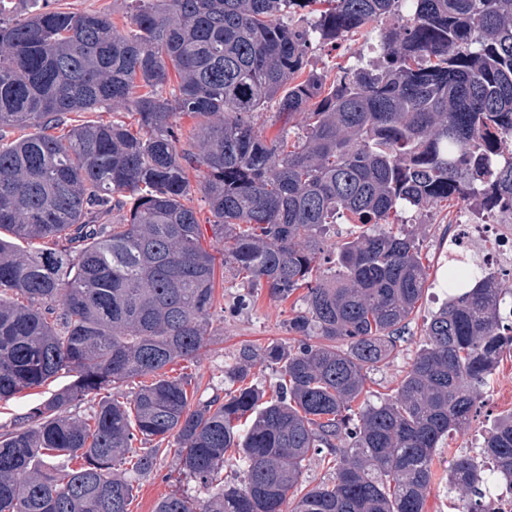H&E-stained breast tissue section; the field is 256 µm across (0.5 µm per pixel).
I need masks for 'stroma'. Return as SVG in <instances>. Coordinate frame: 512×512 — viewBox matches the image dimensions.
I'll use <instances>...</instances> for the list:
<instances>
[{
  "mask_svg": "<svg viewBox=\"0 0 512 512\" xmlns=\"http://www.w3.org/2000/svg\"><path fill=\"white\" fill-rule=\"evenodd\" d=\"M399 16L380 18L371 26L347 33L333 46H313L308 65L321 71L328 80H335L343 69L352 67L357 56L375 60L379 57L377 43L381 31L400 24ZM474 222L470 207L457 202L451 206H439L418 214L411 210L399 213L398 223L420 225L417 243L427 267L428 282L402 339L395 358L386 365L370 371L364 391L367 401L376 403L393 394L407 364L424 341V325L432 312L447 299L446 274L452 262L448 254V239L457 221ZM241 288L232 275H225L224 284L216 290L213 309L211 340L189 367L174 365L173 374L189 371L200 393L209 396L224 387V366L232 361L241 344L265 346L278 343L291 346L294 336L288 331V321L303 306L302 301L291 298L276 302L266 291L255 293L251 304L238 306ZM512 411V357L503 356L492 376L490 385L482 396L480 408L469 429L446 438L434 457V479L426 501V512H455L454 500L448 492V471L463 455L475 459L479 466L487 461L481 454L482 436L495 420ZM174 439H167L160 452L156 468L151 476L141 480L130 505V512H154L161 497L179 486L176 478L173 447Z\"/></svg>",
  "mask_w": 512,
  "mask_h": 512,
  "instance_id": "stroma-1",
  "label": "stroma"
}]
</instances>
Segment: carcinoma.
<instances>
[{
  "mask_svg": "<svg viewBox=\"0 0 512 512\" xmlns=\"http://www.w3.org/2000/svg\"><path fill=\"white\" fill-rule=\"evenodd\" d=\"M317 2L125 0L120 27L0 0V400L72 377L0 434V512H129L156 464L134 443L169 437L206 497L175 490L155 512H425L436 449L512 353V287L450 267L452 294L394 394L358 400L427 284L416 234L391 216L454 199L512 214V0ZM402 5L378 63L296 81L313 43ZM303 12L316 20L290 23ZM118 106L134 122L66 118ZM268 108L295 140L261 135ZM179 113L197 119L187 142ZM196 192L247 285L241 305L260 288L305 294L288 320L296 345L241 347L224 394L193 399L165 368L199 355L215 306ZM341 216L360 232L332 250ZM263 363L281 369L271 400L251 379ZM90 396L89 418L71 417ZM232 448L242 476L226 484ZM481 453L490 472L462 457L448 474L459 512H494L512 486V412ZM314 455L334 476L308 488Z\"/></svg>",
  "mask_w": 512,
  "mask_h": 512,
  "instance_id": "carcinoma-1",
  "label": "carcinoma"
}]
</instances>
